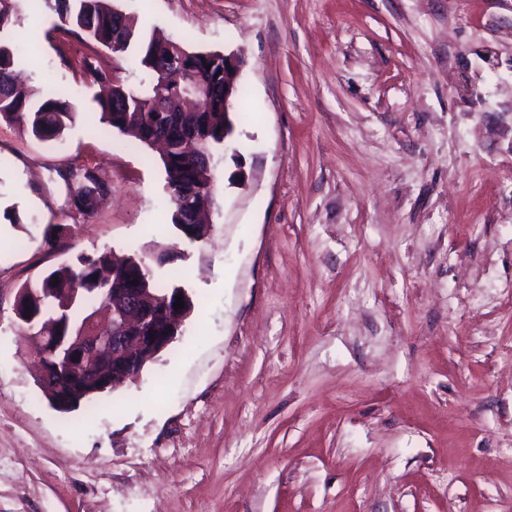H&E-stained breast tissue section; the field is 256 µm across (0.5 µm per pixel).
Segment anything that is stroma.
Returning a JSON list of instances; mask_svg holds the SVG:
<instances>
[{"instance_id":"35a3bbf8","label":"stroma","mask_w":512,"mask_h":512,"mask_svg":"<svg viewBox=\"0 0 512 512\" xmlns=\"http://www.w3.org/2000/svg\"><path fill=\"white\" fill-rule=\"evenodd\" d=\"M112 3L240 53L247 97L189 242L158 153L99 130L94 72H144L24 0L18 68L80 113L51 142L0 122V512H512V0ZM68 165L112 184L90 214ZM104 250L196 308L65 415L14 302Z\"/></svg>"}]
</instances>
